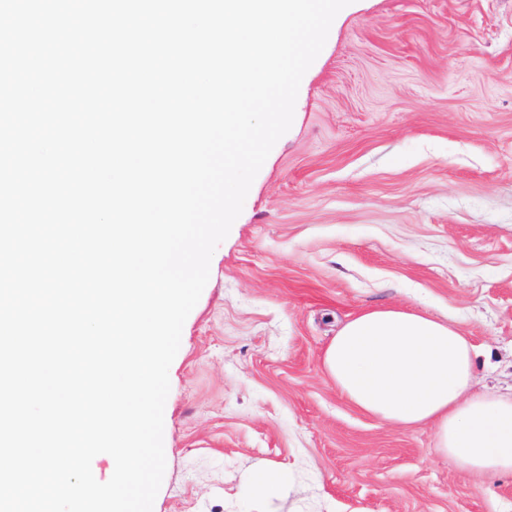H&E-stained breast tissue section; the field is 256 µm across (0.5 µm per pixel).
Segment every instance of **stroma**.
Segmentation results:
<instances>
[{"label":"stroma","instance_id":"stroma-1","mask_svg":"<svg viewBox=\"0 0 512 512\" xmlns=\"http://www.w3.org/2000/svg\"><path fill=\"white\" fill-rule=\"evenodd\" d=\"M392 304L455 322L477 390L512 386V0L335 17L184 323L153 512H256L259 463L310 488L278 512H512V475L462 471L326 375L337 327Z\"/></svg>","mask_w":512,"mask_h":512}]
</instances>
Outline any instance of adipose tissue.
<instances>
[{
  "instance_id": "adipose-tissue-1",
  "label": "adipose tissue",
  "mask_w": 512,
  "mask_h": 512,
  "mask_svg": "<svg viewBox=\"0 0 512 512\" xmlns=\"http://www.w3.org/2000/svg\"><path fill=\"white\" fill-rule=\"evenodd\" d=\"M475 348L451 322L390 305L347 320L322 363L340 395L383 422L432 425L463 471L512 475V395L478 392Z\"/></svg>"
}]
</instances>
